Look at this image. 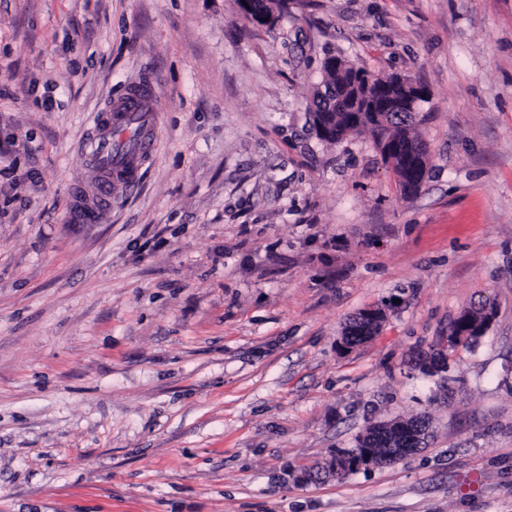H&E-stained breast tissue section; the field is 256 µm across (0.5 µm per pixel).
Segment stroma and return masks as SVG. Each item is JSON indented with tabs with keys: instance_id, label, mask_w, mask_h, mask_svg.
Instances as JSON below:
<instances>
[{
	"instance_id": "35a3bbf8",
	"label": "stroma",
	"mask_w": 512,
	"mask_h": 512,
	"mask_svg": "<svg viewBox=\"0 0 512 512\" xmlns=\"http://www.w3.org/2000/svg\"><path fill=\"white\" fill-rule=\"evenodd\" d=\"M0 0V512H512V0ZM330 55L424 84L404 194L313 125ZM153 83L158 147L101 222L92 112ZM497 315L447 375L413 364ZM380 332L339 353L359 310ZM422 448L313 468L372 423Z\"/></svg>"
}]
</instances>
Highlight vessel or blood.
<instances>
[{"instance_id": "1", "label": "vessel or blood", "mask_w": 512, "mask_h": 512, "mask_svg": "<svg viewBox=\"0 0 512 512\" xmlns=\"http://www.w3.org/2000/svg\"><path fill=\"white\" fill-rule=\"evenodd\" d=\"M145 89L135 87L96 112L80 144L86 160L101 171L103 179L95 197L77 201L72 219L96 223L100 208L113 190H132L140 182L138 164L156 150L157 115L146 105Z\"/></svg>"}]
</instances>
